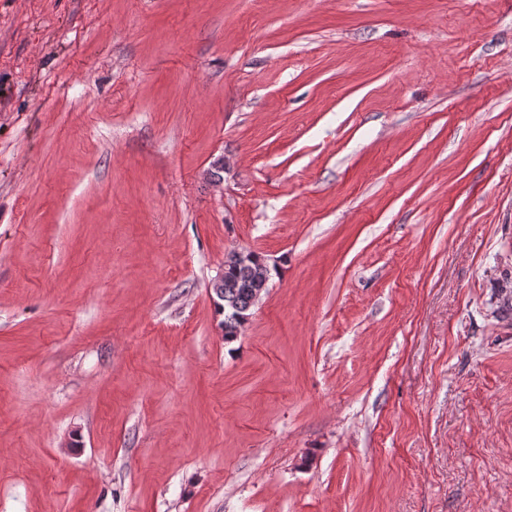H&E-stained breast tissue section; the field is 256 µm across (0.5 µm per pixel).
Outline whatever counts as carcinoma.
<instances>
[{
	"label": "carcinoma",
	"instance_id": "carcinoma-1",
	"mask_svg": "<svg viewBox=\"0 0 512 512\" xmlns=\"http://www.w3.org/2000/svg\"><path fill=\"white\" fill-rule=\"evenodd\" d=\"M268 277L255 276L251 265L242 263L231 253L224 260V276L212 282V291L224 313V340H234L247 312L267 288Z\"/></svg>",
	"mask_w": 512,
	"mask_h": 512
}]
</instances>
